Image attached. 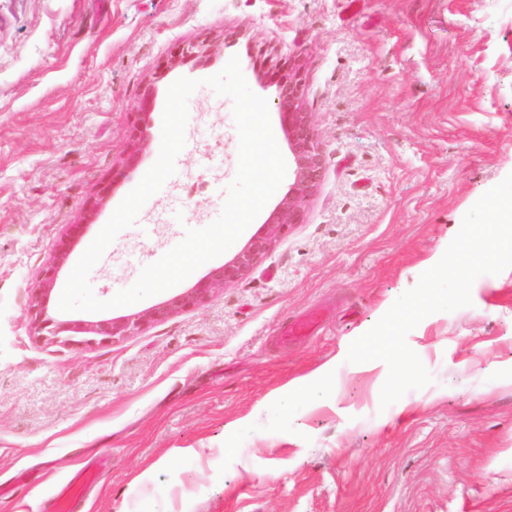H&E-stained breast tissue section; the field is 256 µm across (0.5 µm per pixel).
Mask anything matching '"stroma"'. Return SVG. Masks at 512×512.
I'll use <instances>...</instances> for the list:
<instances>
[{"mask_svg":"<svg viewBox=\"0 0 512 512\" xmlns=\"http://www.w3.org/2000/svg\"><path fill=\"white\" fill-rule=\"evenodd\" d=\"M216 38L223 53L162 73L183 43ZM294 54L325 157L303 222L201 307L111 342L32 335V282L113 171L73 259L155 163L170 85L201 82L186 144L91 270L103 301L222 211L238 134L231 99L205 78L238 57L271 102ZM149 84L151 141L124 171ZM214 133L216 158L204 147ZM511 173L512 0H362L354 15L347 0H0V512H54V484L105 454L76 512H512V268L408 333L432 381L397 403L381 407L379 369L341 356ZM292 181L181 283L96 312L54 299L50 315L96 321L172 299L240 252ZM318 304L323 330L275 348L281 322ZM329 361L324 405L228 438L227 425Z\"/></svg>","mask_w":512,"mask_h":512,"instance_id":"35a3bbf8","label":"stroma"}]
</instances>
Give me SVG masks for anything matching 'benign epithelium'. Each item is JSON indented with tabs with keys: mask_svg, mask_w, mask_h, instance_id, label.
I'll use <instances>...</instances> for the list:
<instances>
[{
	"mask_svg": "<svg viewBox=\"0 0 512 512\" xmlns=\"http://www.w3.org/2000/svg\"><path fill=\"white\" fill-rule=\"evenodd\" d=\"M224 49L220 40H204L200 43H188L179 48L182 58L210 56ZM304 87L300 67L296 60H288V72L278 80V93L275 106L279 112L281 124L293 156L294 179L288 193L269 215L262 230L248 244L224 265L213 269L193 287L175 296L171 300L142 310L140 312L99 321H68L54 323L48 316L51 296L55 290L60 269L68 262L77 245L81 242L93 212L102 203L104 197L95 200L83 218L66 225L64 234L55 249L53 259L38 273L30 288L27 313L33 335L50 333L58 338L67 333L64 342L71 344H90L101 338L103 341L130 336L141 327L161 321L170 314L184 309H194L205 304L209 298L224 286L242 278L266 255L281 239L287 230L303 222L308 203L322 181L325 161L322 148L315 132L311 113L303 106ZM150 142L147 128L134 123L131 131L123 166H136Z\"/></svg>",
	"mask_w": 512,
	"mask_h": 512,
	"instance_id": "7a95c632",
	"label": "benign epithelium"
}]
</instances>
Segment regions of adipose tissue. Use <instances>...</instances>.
Here are the masks:
<instances>
[{
	"instance_id": "adipose-tissue-1",
	"label": "adipose tissue",
	"mask_w": 512,
	"mask_h": 512,
	"mask_svg": "<svg viewBox=\"0 0 512 512\" xmlns=\"http://www.w3.org/2000/svg\"><path fill=\"white\" fill-rule=\"evenodd\" d=\"M335 389V367L327 364L286 384L263 402L261 410L267 414L292 408L312 410L322 406Z\"/></svg>"
}]
</instances>
